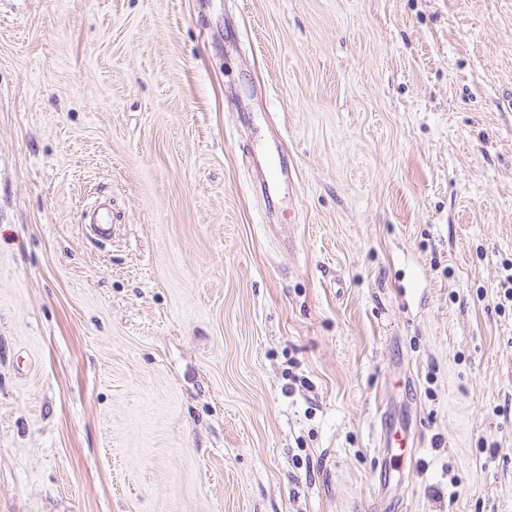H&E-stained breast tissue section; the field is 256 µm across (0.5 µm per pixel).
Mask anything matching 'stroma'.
Segmentation results:
<instances>
[{"instance_id":"obj_1","label":"stroma","mask_w":512,"mask_h":512,"mask_svg":"<svg viewBox=\"0 0 512 512\" xmlns=\"http://www.w3.org/2000/svg\"><path fill=\"white\" fill-rule=\"evenodd\" d=\"M511 270L512 0H0V512H512ZM400 436V438H399ZM403 442V444L401 443ZM409 433L405 430H395L392 426H386L385 433H384V443L386 445L387 452V459L386 465L384 467L383 472L380 474V480H383L384 483L388 480H390L392 476V472L396 469L393 468V461L395 459H399L401 456H403L406 452H410L413 450L412 447H409ZM392 446H397L396 448H405L404 453H401L399 455H394L389 453V448Z\"/></svg>"}]
</instances>
